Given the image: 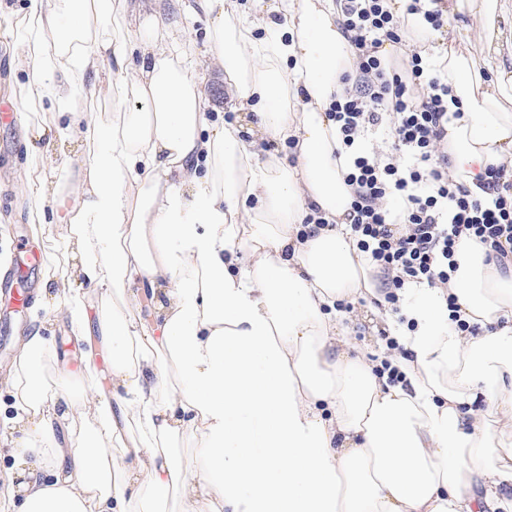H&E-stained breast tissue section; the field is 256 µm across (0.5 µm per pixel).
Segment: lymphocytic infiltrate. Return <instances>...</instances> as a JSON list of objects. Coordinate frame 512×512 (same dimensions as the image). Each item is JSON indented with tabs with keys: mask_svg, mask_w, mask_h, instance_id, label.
<instances>
[{
	"mask_svg": "<svg viewBox=\"0 0 512 512\" xmlns=\"http://www.w3.org/2000/svg\"><path fill=\"white\" fill-rule=\"evenodd\" d=\"M341 2L342 28L357 50L355 70L328 108L355 188L344 222L378 269L386 302L396 310L404 288L447 287L465 237L480 242L500 272L511 271L512 180L504 167L479 175L481 196L456 183L447 79L420 50L399 65L382 57L383 45L403 44L406 33L390 0ZM381 130L385 148L366 140Z\"/></svg>",
	"mask_w": 512,
	"mask_h": 512,
	"instance_id": "lymphocytic-infiltrate-1",
	"label": "lymphocytic infiltrate"
}]
</instances>
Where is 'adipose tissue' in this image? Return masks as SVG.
I'll list each match as a JSON object with an SVG mask.
<instances>
[{"label": "adipose tissue", "mask_w": 512, "mask_h": 512, "mask_svg": "<svg viewBox=\"0 0 512 512\" xmlns=\"http://www.w3.org/2000/svg\"><path fill=\"white\" fill-rule=\"evenodd\" d=\"M198 5L208 62L254 124L211 122L203 63L164 21L130 28L125 0H28L0 26L26 74L24 109L52 115L30 129L21 192L51 191L63 253L91 288L144 287L156 307L150 324L129 308L101 318L108 399L44 384L52 339L41 322L27 336L0 420L8 512H163L182 481L168 443L185 435L201 457L185 512H494L512 488V453L465 408L481 398L512 420V279L462 240L447 290L403 292L415 323L396 335L404 382L339 350L336 301L377 289L342 221L353 189L328 115L355 48L334 0ZM434 62L462 110L448 123L456 181L474 188L489 164L512 173V76L486 79L455 45ZM102 87L108 122L89 105ZM257 138L292 143L294 161L259 156ZM70 140L85 147L75 179L46 163ZM314 206L332 224L302 236ZM64 282L46 270L44 288L84 336L87 306ZM449 295L478 335L455 330ZM116 449L133 466L116 468ZM476 474L491 478L481 497Z\"/></svg>", "instance_id": "obj_1"}]
</instances>
